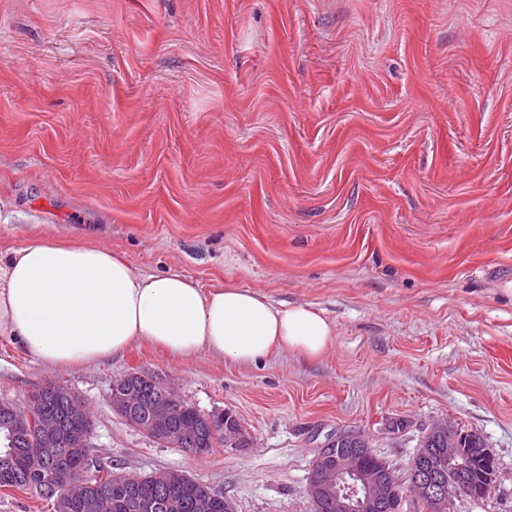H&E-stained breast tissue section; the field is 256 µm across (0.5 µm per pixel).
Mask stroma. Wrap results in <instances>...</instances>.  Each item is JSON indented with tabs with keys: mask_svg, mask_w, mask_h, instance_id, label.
Segmentation results:
<instances>
[{
	"mask_svg": "<svg viewBox=\"0 0 512 512\" xmlns=\"http://www.w3.org/2000/svg\"><path fill=\"white\" fill-rule=\"evenodd\" d=\"M37 232L335 326L250 366L136 344L50 367L0 336V400L69 388L114 469L311 512L336 432L402 473L445 420L497 463L450 512H512V0H0V251ZM133 371L248 444L153 442L109 400Z\"/></svg>",
	"mask_w": 512,
	"mask_h": 512,
	"instance_id": "stroma-1",
	"label": "stroma"
}]
</instances>
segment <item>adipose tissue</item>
<instances>
[{"label": "adipose tissue", "mask_w": 512, "mask_h": 512, "mask_svg": "<svg viewBox=\"0 0 512 512\" xmlns=\"http://www.w3.org/2000/svg\"><path fill=\"white\" fill-rule=\"evenodd\" d=\"M0 335L50 366L96 362L137 342L249 366L281 351L320 357L335 330L306 306L231 284L205 289L177 272L143 274L111 249L35 236L0 255Z\"/></svg>", "instance_id": "adipose-tissue-1"}]
</instances>
